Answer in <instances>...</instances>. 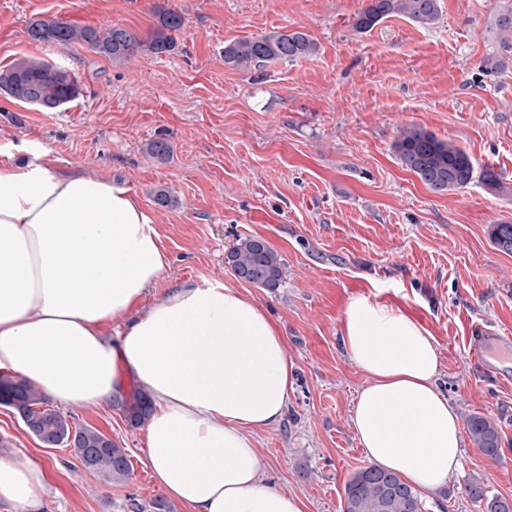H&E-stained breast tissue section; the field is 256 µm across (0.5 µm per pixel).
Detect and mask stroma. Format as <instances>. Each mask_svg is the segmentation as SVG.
<instances>
[{
	"label": "stroma",
	"instance_id": "35a3bbf8",
	"mask_svg": "<svg viewBox=\"0 0 512 512\" xmlns=\"http://www.w3.org/2000/svg\"><path fill=\"white\" fill-rule=\"evenodd\" d=\"M368 0H0V68L39 58L74 74L82 95L42 112L0 91V145L17 159L51 149L61 169L103 176L135 196L168 266L141 304L190 281L219 280L250 296L277 324L294 365L281 420L254 437L259 479L298 495L306 512H342L350 477L368 467L351 426L364 374L346 357L340 323L348 301L369 295L424 325L442 359L438 385L459 420L494 421L501 454L463 444L459 470L422 492L425 512H482L474 480L512 498V382L469 356L473 323L512 337V254L490 227L512 221V62L485 72L498 45L494 18L512 0H440L432 26L393 16L361 32ZM183 18L173 51L115 64L87 45L39 43L29 21L120 25L149 35L158 9ZM304 30L311 57L247 71L224 64V45L278 29ZM426 129L499 174L448 194L428 190L399 161L408 127ZM166 138L159 163L147 144ZM167 190L173 203L155 202ZM267 241L285 264L276 290L237 278L226 262L238 238ZM129 454L128 478L84 468L70 448H46L0 405V455L46 463L33 512H190L155 482L145 429H130L118 401L61 405Z\"/></svg>",
	"mask_w": 512,
	"mask_h": 512
}]
</instances>
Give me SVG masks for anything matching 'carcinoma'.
Here are the masks:
<instances>
[{"label": "carcinoma", "instance_id": "carcinoma-1", "mask_svg": "<svg viewBox=\"0 0 512 512\" xmlns=\"http://www.w3.org/2000/svg\"><path fill=\"white\" fill-rule=\"evenodd\" d=\"M440 15L439 0H369L358 16L355 28L367 31L392 16H404L425 26L435 24ZM160 26L146 39L131 30L111 25L106 28L78 26L57 18L34 19L27 34L40 43L68 45L86 43L97 54L114 63L124 62L136 53L162 54L176 45L173 33L180 30L183 18L172 11L159 14ZM501 52L484 60V69L498 71L512 56V8L494 20ZM317 42L305 31L288 28L273 31L260 38H240L224 45V64L237 69H250L275 62H294L314 55ZM0 90L13 99L34 105L45 112H54L82 94L78 79L53 64L22 58L0 69ZM402 165L413 172L434 193L457 191L475 178L491 190L502 185L488 169L480 172L471 156L452 142L415 127L401 131L394 144ZM172 147L164 139L147 145L148 153L163 162ZM490 238L501 251L512 254V222L491 225ZM227 263L239 279L274 290L284 279L281 256L264 239L245 236L227 255ZM0 404L13 408L28 431L47 448L69 447L82 465L112 481L126 479L130 463L125 449L91 426L73 424L66 415L53 408L44 394L31 383L0 374ZM127 424L134 428L145 425L151 402L140 390L123 404ZM473 443L485 455L495 458L501 452V439L495 423L481 415H472L466 422ZM468 496L483 506V512H512V499L489 497L478 481L466 486ZM344 512H423L417 490L396 473L374 466L360 469L345 486Z\"/></svg>", "mask_w": 512, "mask_h": 512}]
</instances>
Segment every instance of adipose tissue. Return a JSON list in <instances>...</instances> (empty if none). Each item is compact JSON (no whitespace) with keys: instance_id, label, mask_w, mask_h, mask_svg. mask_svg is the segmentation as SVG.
<instances>
[{"instance_id":"ef3b65f1","label":"adipose tissue","mask_w":512,"mask_h":512,"mask_svg":"<svg viewBox=\"0 0 512 512\" xmlns=\"http://www.w3.org/2000/svg\"><path fill=\"white\" fill-rule=\"evenodd\" d=\"M16 164L0 146V368L63 404L96 407L122 392L125 366L148 393V458L158 485L191 512H304L261 483L252 433L283 416L288 352L265 311L220 281L186 282L141 307L167 259L138 200L108 178L56 167L48 148ZM126 323L116 338L104 324ZM365 375L352 428L372 465L432 490L459 468L462 429L438 385L437 341L367 295L340 325ZM42 466L0 456V502L30 512Z\"/></svg>"}]
</instances>
